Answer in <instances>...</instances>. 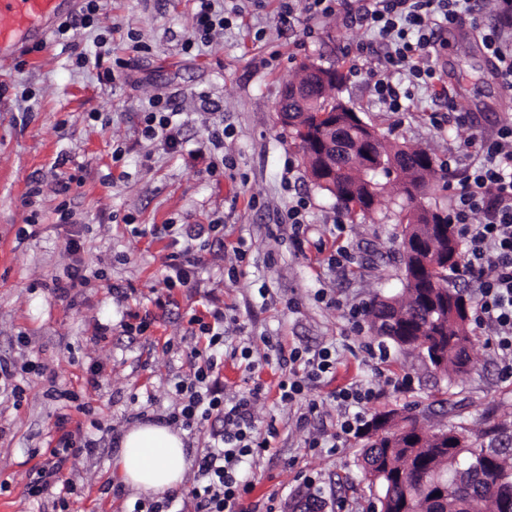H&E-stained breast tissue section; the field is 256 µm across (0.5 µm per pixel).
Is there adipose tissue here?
<instances>
[{
  "label": "adipose tissue",
  "instance_id": "adipose-tissue-1",
  "mask_svg": "<svg viewBox=\"0 0 512 512\" xmlns=\"http://www.w3.org/2000/svg\"><path fill=\"white\" fill-rule=\"evenodd\" d=\"M113 467L137 491L162 495L177 490L184 482V442L169 426L135 425L122 436Z\"/></svg>",
  "mask_w": 512,
  "mask_h": 512
}]
</instances>
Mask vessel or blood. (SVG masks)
<instances>
[{
  "mask_svg": "<svg viewBox=\"0 0 512 512\" xmlns=\"http://www.w3.org/2000/svg\"><path fill=\"white\" fill-rule=\"evenodd\" d=\"M62 0H0V63L9 62L31 32L58 16Z\"/></svg>",
  "mask_w": 512,
  "mask_h": 512,
  "instance_id": "1",
  "label": "vessel or blood"
}]
</instances>
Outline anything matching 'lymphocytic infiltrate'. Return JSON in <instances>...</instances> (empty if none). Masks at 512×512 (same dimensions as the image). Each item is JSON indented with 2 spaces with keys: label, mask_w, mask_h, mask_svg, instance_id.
I'll return each instance as SVG.
<instances>
[{
  "label": "lymphocytic infiltrate",
  "mask_w": 512,
  "mask_h": 512,
  "mask_svg": "<svg viewBox=\"0 0 512 512\" xmlns=\"http://www.w3.org/2000/svg\"><path fill=\"white\" fill-rule=\"evenodd\" d=\"M495 9L480 29L483 44L512 93V0H494ZM474 0H364L362 22L374 35L373 44H359L358 54L380 47L377 66L370 75L378 99L390 111L404 112L411 105L403 82L432 84L438 73L431 59L438 51V34L447 26L470 20ZM473 157L462 183L448 187L449 223L459 228L465 244L462 272L477 290V321L500 351L506 370H512V117L503 119L489 135L465 141ZM199 336L191 349L190 377L179 379L174 390L177 408L171 424L187 431L201 429L216 419L222 424L197 459V475L188 494L198 512H236L253 482L246 475L249 459L268 449L253 421L254 396L225 401L224 382L216 371L224 346V312L215 308L208 317L191 315ZM98 440L65 431L49 450L46 463L32 473L30 496L47 490L50 478L80 454L94 455Z\"/></svg>",
  "instance_id": "1"
}]
</instances>
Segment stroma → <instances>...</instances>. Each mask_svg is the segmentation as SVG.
<instances>
[{"label": "stroma", "mask_w": 512, "mask_h": 512, "mask_svg": "<svg viewBox=\"0 0 512 512\" xmlns=\"http://www.w3.org/2000/svg\"><path fill=\"white\" fill-rule=\"evenodd\" d=\"M198 10L197 0H100L93 27L61 39L49 24L44 40L24 45L0 70V359L23 391L17 400L0 390V512H53V496L29 497L26 484L42 462L35 449L46 448L60 420L101 442L98 454L70 460L60 474L75 487L71 512H131L141 495L112 474L120 436L172 412L171 385L193 365L188 319L210 303L224 309L225 394L261 384L257 432L271 423L278 430L245 466L254 488L243 512H292L308 495L322 512H369L357 462L364 440L339 431L344 410L335 395L351 385L378 394L365 418L392 411L426 430L448 426L477 446L512 443V377L478 328L469 330L472 367L451 378L420 351L353 325L350 309L404 288L402 199L350 220L313 184L277 115L284 83L314 59L338 70L336 96L365 122L447 161L449 149L512 114L479 33L444 30L441 89L413 87V107L389 112L374 93L371 58L352 54L373 37L357 17L312 14L303 0L290 14L281 0H246L204 45L193 37ZM118 59L127 68L99 81ZM155 95L175 111V146L142 134ZM452 100L470 123L436 129L433 113H447ZM224 128L230 136L213 149V132ZM300 198L307 210L296 236L284 218ZM214 220L224 234L195 241V278L166 289L165 264L179 247L164 225ZM341 249L350 260L331 264ZM68 267L90 284L54 290ZM164 289L170 298L160 306ZM100 323L111 327L102 340ZM277 342L330 349L336 370L283 403L277 384L293 365L271 351ZM245 343L251 358L233 357ZM313 439L320 448H309Z\"/></svg>", "instance_id": "obj_1"}]
</instances>
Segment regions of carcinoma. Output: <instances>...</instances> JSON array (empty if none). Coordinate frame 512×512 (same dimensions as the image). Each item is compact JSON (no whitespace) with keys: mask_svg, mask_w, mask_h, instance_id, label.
I'll list each match as a JSON object with an SVG mask.
<instances>
[{"mask_svg":"<svg viewBox=\"0 0 512 512\" xmlns=\"http://www.w3.org/2000/svg\"><path fill=\"white\" fill-rule=\"evenodd\" d=\"M307 112L303 132L288 123L300 148H305L311 130L326 126L321 115L336 109V99L310 90L298 103ZM383 165L375 168L364 182L358 169L342 173L316 186L336 198L337 205L351 219L367 217L388 190L396 187L410 207L404 225L403 249L419 236L426 237L428 247L436 252L458 251L455 228L448 224L443 211L422 204L428 177L435 172L432 152L420 145L383 142ZM405 288L400 299L379 300L371 306L368 317L375 336L401 349H419L425 353L441 346L444 373L464 372L472 364L469 318L443 317L436 324L428 320L434 299L448 296V304L460 305L464 295L448 285L447 267L439 264L416 281L413 258L403 255ZM361 468L369 489L387 500L386 512H512V449L475 447L445 427L429 433L416 419L402 418L393 432L373 434L361 452Z\"/></svg>","mask_w":512,"mask_h":512,"instance_id":"1","label":"carcinoma"}]
</instances>
